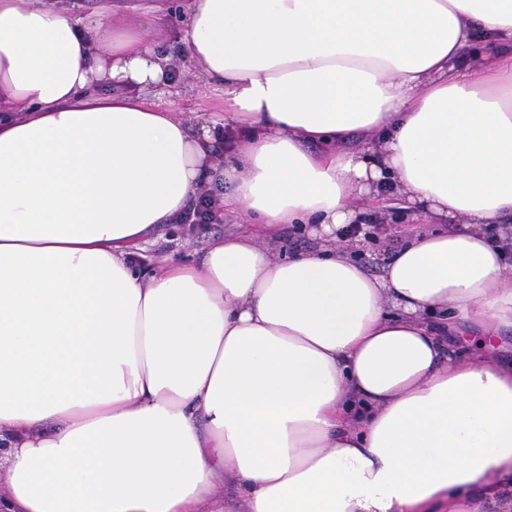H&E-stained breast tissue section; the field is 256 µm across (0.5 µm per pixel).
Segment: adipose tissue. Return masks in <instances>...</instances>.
Here are the masks:
<instances>
[{"label":"adipose tissue","mask_w":512,"mask_h":512,"mask_svg":"<svg viewBox=\"0 0 512 512\" xmlns=\"http://www.w3.org/2000/svg\"><path fill=\"white\" fill-rule=\"evenodd\" d=\"M182 20L223 95L220 169L208 127L142 94L170 76L158 16L0 0V504L463 512L466 489L512 512V234L485 232L512 217V0H183ZM218 176L266 234L338 240L385 184L443 228L379 275L249 233L143 275L140 241ZM258 242L264 247H271L281 252L284 256H288L296 251L316 250L320 243L319 240L308 233L307 228L306 231H303L302 227H297L296 225L283 226L276 241H269L262 235H259Z\"/></svg>","instance_id":"obj_1"}]
</instances>
